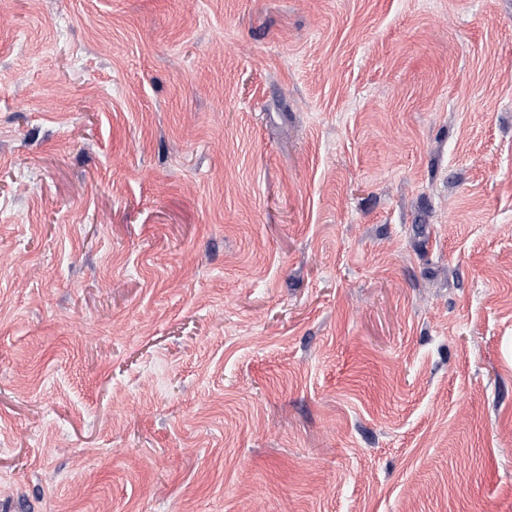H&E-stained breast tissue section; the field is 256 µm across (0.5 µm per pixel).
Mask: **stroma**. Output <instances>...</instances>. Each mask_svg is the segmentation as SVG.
I'll use <instances>...</instances> for the list:
<instances>
[{
  "mask_svg": "<svg viewBox=\"0 0 512 512\" xmlns=\"http://www.w3.org/2000/svg\"><path fill=\"white\" fill-rule=\"evenodd\" d=\"M512 512V0H0V504Z\"/></svg>",
  "mask_w": 512,
  "mask_h": 512,
  "instance_id": "35a3bbf8",
  "label": "stroma"
}]
</instances>
